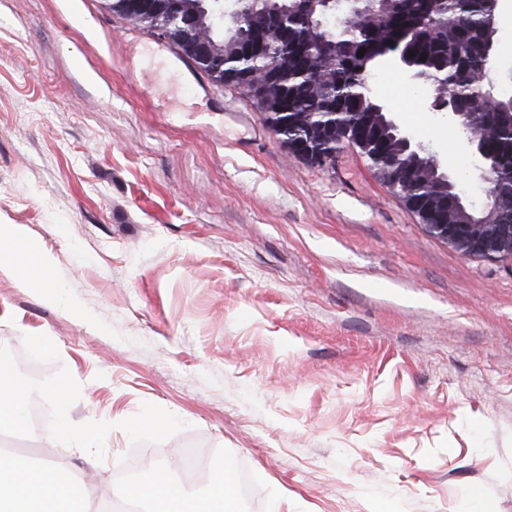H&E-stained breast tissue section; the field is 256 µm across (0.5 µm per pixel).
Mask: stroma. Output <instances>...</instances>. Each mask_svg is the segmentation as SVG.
<instances>
[{"label": "stroma", "instance_id": "35a3bbf8", "mask_svg": "<svg viewBox=\"0 0 512 512\" xmlns=\"http://www.w3.org/2000/svg\"><path fill=\"white\" fill-rule=\"evenodd\" d=\"M131 40L133 49L122 46ZM376 100L480 199L471 149L392 53ZM0 224L62 297L0 275V343L69 382L81 449L27 457L108 499L196 449L239 512H512V258L431 235L359 149L293 154L240 89L104 0H0ZM79 304L87 315L78 320ZM46 337L50 349L32 344ZM167 420L135 428L145 414Z\"/></svg>", "mask_w": 512, "mask_h": 512}]
</instances>
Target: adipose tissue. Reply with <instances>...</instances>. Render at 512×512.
<instances>
[{
    "instance_id": "adipose-tissue-1",
    "label": "adipose tissue",
    "mask_w": 512,
    "mask_h": 512,
    "mask_svg": "<svg viewBox=\"0 0 512 512\" xmlns=\"http://www.w3.org/2000/svg\"><path fill=\"white\" fill-rule=\"evenodd\" d=\"M0 274L19 287L43 291L60 299L61 284L49 253L30 241L14 224L0 225ZM31 395L16 377L13 361H0V432L26 427L24 409ZM145 512H235V498L224 473H217L206 495L189 493L168 470L156 468L132 490ZM81 481L53 466L33 465L23 455H0V512H86Z\"/></svg>"
}]
</instances>
